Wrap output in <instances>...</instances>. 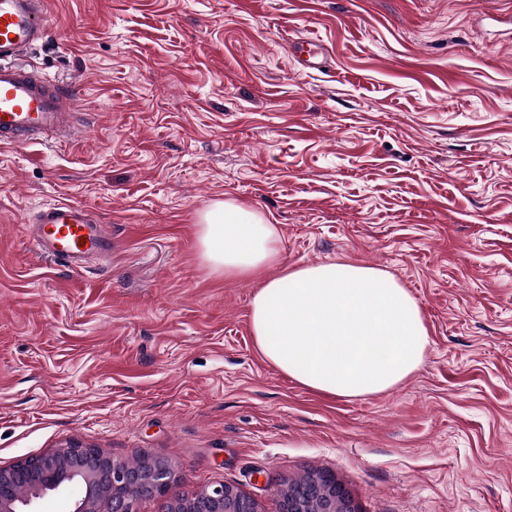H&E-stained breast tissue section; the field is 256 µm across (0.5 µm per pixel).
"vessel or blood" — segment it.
<instances>
[{
    "mask_svg": "<svg viewBox=\"0 0 512 512\" xmlns=\"http://www.w3.org/2000/svg\"><path fill=\"white\" fill-rule=\"evenodd\" d=\"M53 24L48 0H0V145L21 147L43 136L71 140L78 131L73 120V93L19 59L43 42ZM303 71L321 70L326 54L318 38L294 43ZM30 242L79 270L88 262L111 257L112 236L92 209L83 204L41 206L28 226Z\"/></svg>",
    "mask_w": 512,
    "mask_h": 512,
    "instance_id": "obj_1",
    "label": "vessel or blood"
}]
</instances>
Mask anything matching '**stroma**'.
I'll use <instances>...</instances> for the list:
<instances>
[{
    "label": "stroma",
    "mask_w": 512,
    "mask_h": 512,
    "mask_svg": "<svg viewBox=\"0 0 512 512\" xmlns=\"http://www.w3.org/2000/svg\"><path fill=\"white\" fill-rule=\"evenodd\" d=\"M28 60L78 89L75 141L0 146V467L70 443L166 461L280 512L329 471L357 512H512V11L504 0H50ZM313 35V73L289 40ZM284 267L354 263L415 298L422 365L365 399L258 353L255 278L202 257L215 203ZM111 225V261L35 252L42 205Z\"/></svg>",
    "instance_id": "stroma-1"
}]
</instances>
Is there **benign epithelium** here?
Instances as JSON below:
<instances>
[{"mask_svg": "<svg viewBox=\"0 0 512 512\" xmlns=\"http://www.w3.org/2000/svg\"><path fill=\"white\" fill-rule=\"evenodd\" d=\"M173 470L160 460L137 466L115 462L99 448L70 444L11 467L0 468V512H20L34 499L68 484H77L82 495L73 512H136L134 486L153 495L165 492ZM282 512H356L350 497L325 471L311 475L302 485L284 490ZM166 512H258L254 498L228 484L203 489L191 499H174Z\"/></svg>", "mask_w": 512, "mask_h": 512, "instance_id": "obj_1", "label": "benign epithelium"}]
</instances>
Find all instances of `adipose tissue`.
<instances>
[{
  "mask_svg": "<svg viewBox=\"0 0 512 512\" xmlns=\"http://www.w3.org/2000/svg\"><path fill=\"white\" fill-rule=\"evenodd\" d=\"M206 261L251 276L279 259L274 225L224 202L202 217ZM250 328L261 356L298 384L362 399L395 388L417 370L428 331L411 294L385 272L333 262L283 270L254 294Z\"/></svg>",
  "mask_w": 512,
  "mask_h": 512,
  "instance_id": "obj_1",
  "label": "adipose tissue"
}]
</instances>
